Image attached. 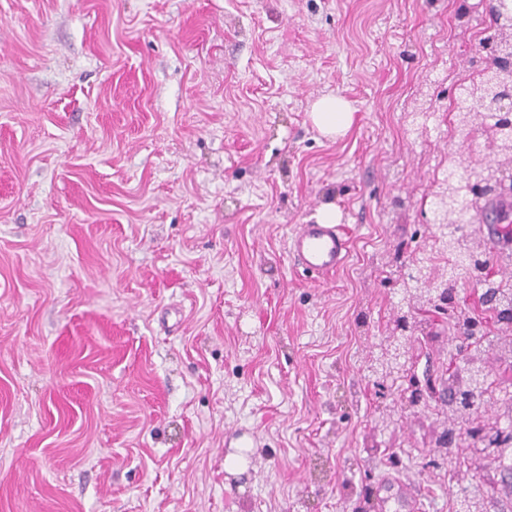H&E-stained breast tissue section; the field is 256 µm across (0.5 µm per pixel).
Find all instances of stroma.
<instances>
[{"label": "stroma", "mask_w": 512, "mask_h": 512, "mask_svg": "<svg viewBox=\"0 0 512 512\" xmlns=\"http://www.w3.org/2000/svg\"><path fill=\"white\" fill-rule=\"evenodd\" d=\"M488 0H0V512H456L435 417L369 379L478 148ZM344 98L349 131L310 112ZM335 206L346 264L287 251ZM310 116L319 132L330 137L344 134L354 121L350 104L338 96H326L316 101ZM479 157L476 155H463L459 153H453L448 155V179L454 178L456 185L461 195H467V189L465 187V177L460 173L462 170L466 173L474 171H481L482 167L478 164Z\"/></svg>", "instance_id": "stroma-1"}]
</instances>
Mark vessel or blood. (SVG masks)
I'll list each match as a JSON object with an SVG mask.
<instances>
[{
  "label": "vessel or blood",
  "mask_w": 512,
  "mask_h": 512,
  "mask_svg": "<svg viewBox=\"0 0 512 512\" xmlns=\"http://www.w3.org/2000/svg\"><path fill=\"white\" fill-rule=\"evenodd\" d=\"M288 252L297 265L313 278L333 274L348 257L346 227L317 221L297 225L288 240Z\"/></svg>",
  "instance_id": "b4317fda"
}]
</instances>
